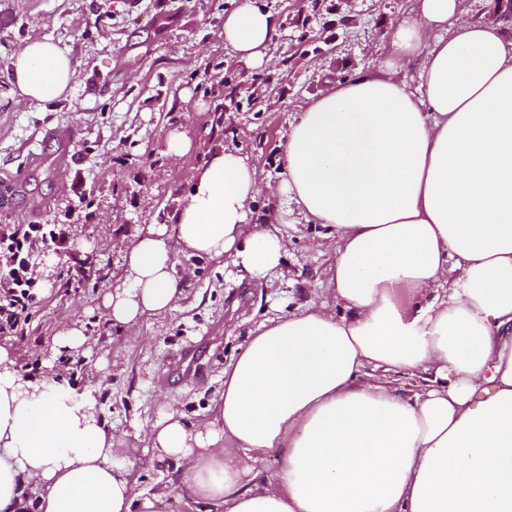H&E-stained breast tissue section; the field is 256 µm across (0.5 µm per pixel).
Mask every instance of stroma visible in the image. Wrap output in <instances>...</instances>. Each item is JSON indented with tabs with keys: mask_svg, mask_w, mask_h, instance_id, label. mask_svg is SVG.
Masks as SVG:
<instances>
[{
	"mask_svg": "<svg viewBox=\"0 0 512 512\" xmlns=\"http://www.w3.org/2000/svg\"><path fill=\"white\" fill-rule=\"evenodd\" d=\"M279 22L271 62L249 70L220 34L235 0H0V224L64 231L60 249L34 256L39 301L23 333L0 334L23 375H62L94 391L136 490L168 485L161 512H207L175 490L173 465H149L146 436L160 413L190 426L212 418L224 367L250 332L310 302L328 300L334 254L326 228L288 231L285 262L253 278L228 261L179 254L183 294L137 327L111 323L103 296L120 286L125 247L171 219L211 150L231 148L256 166L252 223H271L279 205V155L300 106L381 58L413 0H263ZM68 52L77 78L64 99L29 104L12 92L11 61L31 40ZM227 110L212 123L218 99ZM73 127L70 162L54 163L45 129ZM194 142L169 153L170 131ZM83 326L89 351L61 348L67 320Z\"/></svg>",
	"mask_w": 512,
	"mask_h": 512,
	"instance_id": "obj_1",
	"label": "stroma"
}]
</instances>
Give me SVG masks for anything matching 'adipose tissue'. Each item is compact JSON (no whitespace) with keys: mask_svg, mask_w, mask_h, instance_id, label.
Returning <instances> with one entry per match:
<instances>
[{"mask_svg":"<svg viewBox=\"0 0 512 512\" xmlns=\"http://www.w3.org/2000/svg\"><path fill=\"white\" fill-rule=\"evenodd\" d=\"M388 55L312 98L283 146L280 206L250 222L255 166L213 151L165 225L131 243L103 299L127 328L181 295L175 257L224 258L253 277L288 253L287 228L334 240V307L261 325L224 368L214 417H160L151 463L209 512H512V35L460 20V0H416ZM224 46L270 60L278 21L238 0ZM419 61L416 79L401 78ZM28 103L65 97L66 53L32 40L12 62ZM0 346V512H157L115 460L92 397L21 375ZM418 378L402 394L390 375ZM242 457L241 467L224 458ZM275 460L272 474L256 464Z\"/></svg>","mask_w":512,"mask_h":512,"instance_id":"1","label":"adipose tissue"}]
</instances>
